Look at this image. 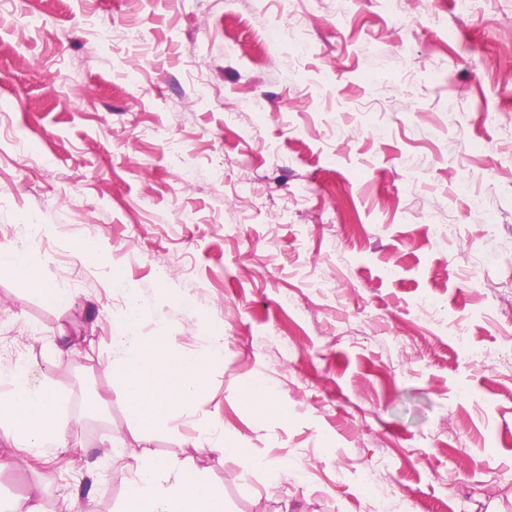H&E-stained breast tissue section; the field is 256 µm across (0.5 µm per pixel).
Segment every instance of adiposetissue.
I'll use <instances>...</instances> for the list:
<instances>
[{
	"mask_svg": "<svg viewBox=\"0 0 512 512\" xmlns=\"http://www.w3.org/2000/svg\"><path fill=\"white\" fill-rule=\"evenodd\" d=\"M0 266L24 278L45 302L61 303L58 291L48 288L42 269L31 264L23 251L1 250ZM148 311L139 295L129 291L125 319L112 330L113 344L135 350L118 373L135 425L145 431L167 424L175 409L192 405L205 380L199 358L179 350L173 337L155 336L149 345H139L135 330ZM6 378L10 389L0 395V437L28 451L51 446L56 457L80 456V449L68 443L55 387L32 385L23 365L9 370ZM138 460L136 477L126 490L124 512H224L223 490L201 470L176 466L145 452Z\"/></svg>",
	"mask_w": 512,
	"mask_h": 512,
	"instance_id": "adipose-tissue-1",
	"label": "adipose tissue"
}]
</instances>
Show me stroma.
Returning <instances> with one entry per match:
<instances>
[{"mask_svg": "<svg viewBox=\"0 0 512 512\" xmlns=\"http://www.w3.org/2000/svg\"><path fill=\"white\" fill-rule=\"evenodd\" d=\"M1 249L67 302L0 267V370L55 386L88 455L0 441V512H122L142 450L227 512H512V0H0ZM115 266L140 340L207 370L147 434ZM0 266L8 267L25 279L32 287V291L38 293L49 304H59L63 300L58 291L47 288L44 272L41 268L31 264L27 255L20 250L0 251ZM111 285L113 288H124L128 294V308L126 311L124 321L113 327L112 330V343L122 347L138 346V336L135 335V330L139 322L149 312L148 305L142 302L140 296L131 291L124 272L118 268L113 267L110 273ZM246 398L255 407L251 406L264 417L274 420H281L285 417V415L282 416L278 413V408L283 406L282 401L265 390L252 386L249 388Z\"/></svg>", "mask_w": 512, "mask_h": 512, "instance_id": "stroma-1", "label": "stroma"}]
</instances>
